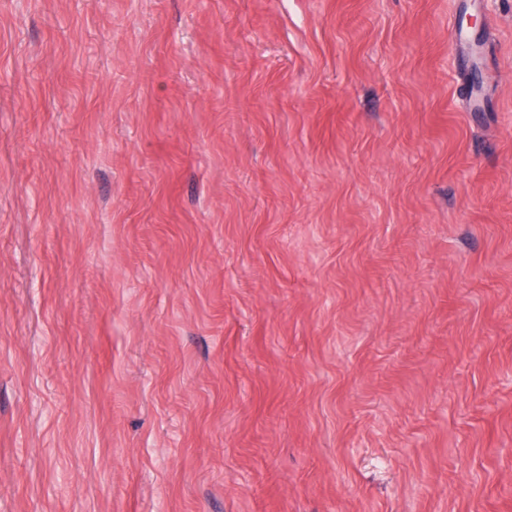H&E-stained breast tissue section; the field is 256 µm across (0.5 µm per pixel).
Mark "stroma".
<instances>
[{
	"label": "stroma",
	"mask_w": 512,
	"mask_h": 512,
	"mask_svg": "<svg viewBox=\"0 0 512 512\" xmlns=\"http://www.w3.org/2000/svg\"><path fill=\"white\" fill-rule=\"evenodd\" d=\"M0 512H512V0H0Z\"/></svg>",
	"instance_id": "stroma-1"
}]
</instances>
